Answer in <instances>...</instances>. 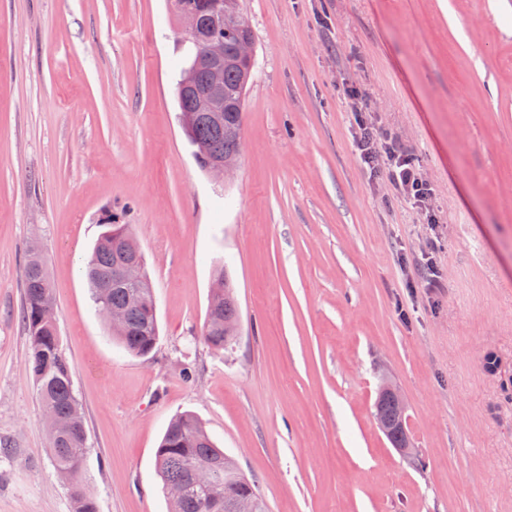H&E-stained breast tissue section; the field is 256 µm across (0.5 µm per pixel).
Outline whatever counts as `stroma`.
Wrapping results in <instances>:
<instances>
[{"mask_svg":"<svg viewBox=\"0 0 512 512\" xmlns=\"http://www.w3.org/2000/svg\"><path fill=\"white\" fill-rule=\"evenodd\" d=\"M241 7L255 64L240 165L219 181L181 128L194 48L169 0H0V512H72L27 364L33 242L98 512H169L155 454L184 412L270 512H512V0ZM347 86L409 147L431 212L360 164ZM113 214L154 288L145 357L113 343L82 273ZM430 250L433 290L417 285ZM221 266L241 323L217 353L201 332ZM387 382L418 460L377 427Z\"/></svg>","mask_w":512,"mask_h":512,"instance_id":"stroma-1","label":"stroma"}]
</instances>
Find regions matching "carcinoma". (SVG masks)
I'll use <instances>...</instances> for the list:
<instances>
[{"label": "carcinoma", "instance_id": "carcinoma-1", "mask_svg": "<svg viewBox=\"0 0 512 512\" xmlns=\"http://www.w3.org/2000/svg\"><path fill=\"white\" fill-rule=\"evenodd\" d=\"M224 40V125L217 126L201 117L189 136L196 147V159L204 164L213 156H230L239 149L243 127L246 87L252 65L237 55L239 41L254 38L252 28L239 6V0H224V21L203 31L192 42L194 59H199L203 40ZM89 258L85 276L92 300L99 311L120 310L125 321L110 328L112 338L127 353L145 357L159 340L156 308L152 307V287L144 276L134 288L112 279L115 267L126 263L130 253L113 242V232L133 237L130 225L120 218L104 224ZM214 279L224 280L220 293H210L202 339L216 352L235 342L240 322V307L227 273L216 269ZM24 301L22 320L29 340V365L49 425L50 450L54 468L71 490L73 512H97L94 497L80 484L87 458V434L79 399L74 390L71 366L59 340L58 327L41 324L42 310L54 286L44 271V259L37 246L28 249L23 268ZM156 466L163 489L171 502V512H235L237 500L246 498L251 512H269L265 497L254 479L244 475L235 462L207 433L202 422L191 413L171 420L159 448Z\"/></svg>", "mask_w": 512, "mask_h": 512}]
</instances>
